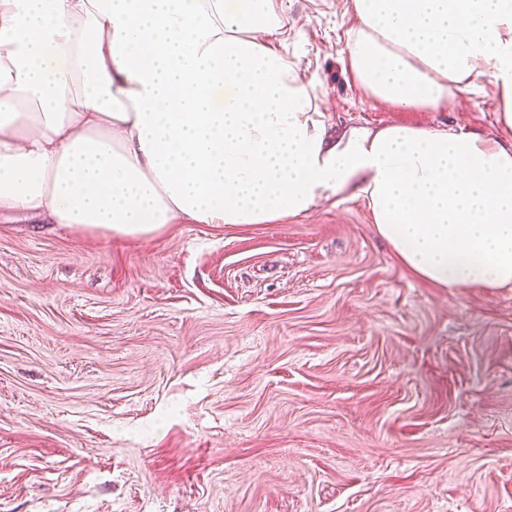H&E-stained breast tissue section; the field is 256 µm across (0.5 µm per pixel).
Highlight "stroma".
<instances>
[{
    "label": "stroma",
    "instance_id": "1",
    "mask_svg": "<svg viewBox=\"0 0 512 512\" xmlns=\"http://www.w3.org/2000/svg\"><path fill=\"white\" fill-rule=\"evenodd\" d=\"M344 0H273L332 130L498 133L490 76L369 98ZM0 512H512V288L433 287L350 199L125 238L0 218Z\"/></svg>",
    "mask_w": 512,
    "mask_h": 512
}]
</instances>
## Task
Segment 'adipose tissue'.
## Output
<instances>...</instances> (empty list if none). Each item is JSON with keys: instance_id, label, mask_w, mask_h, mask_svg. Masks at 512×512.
I'll return each instance as SVG.
<instances>
[{"instance_id": "adipose-tissue-1", "label": "adipose tissue", "mask_w": 512, "mask_h": 512, "mask_svg": "<svg viewBox=\"0 0 512 512\" xmlns=\"http://www.w3.org/2000/svg\"><path fill=\"white\" fill-rule=\"evenodd\" d=\"M347 68L436 112L480 75L512 128V0H347ZM272 0H0V216L148 237L364 199L435 287L512 288V139L328 129ZM33 101L38 111L27 112Z\"/></svg>"}]
</instances>
